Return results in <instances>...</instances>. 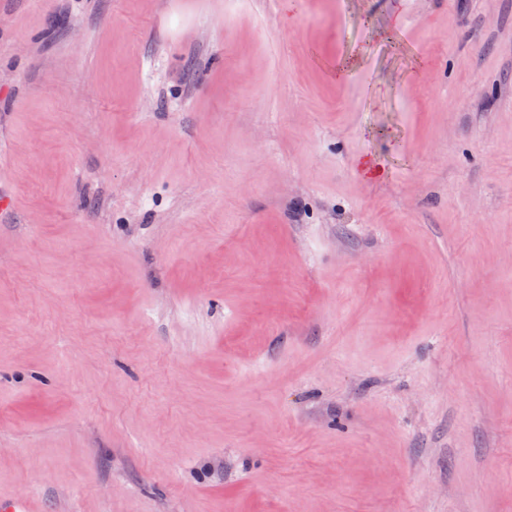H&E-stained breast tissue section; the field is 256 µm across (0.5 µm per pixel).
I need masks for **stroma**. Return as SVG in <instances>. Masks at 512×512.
<instances>
[{
    "label": "stroma",
    "instance_id": "1",
    "mask_svg": "<svg viewBox=\"0 0 512 512\" xmlns=\"http://www.w3.org/2000/svg\"><path fill=\"white\" fill-rule=\"evenodd\" d=\"M0 173V494L512 512V0H0Z\"/></svg>",
    "mask_w": 512,
    "mask_h": 512
}]
</instances>
